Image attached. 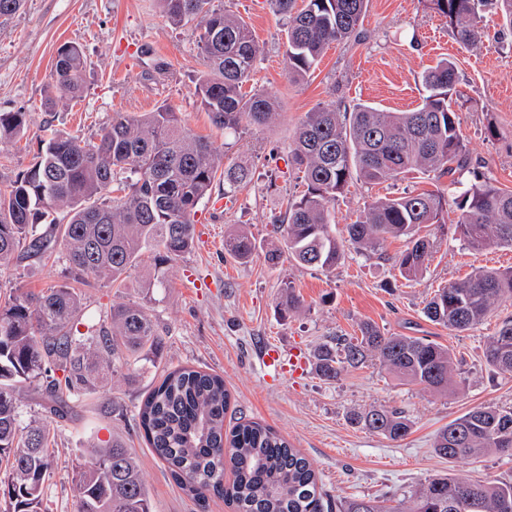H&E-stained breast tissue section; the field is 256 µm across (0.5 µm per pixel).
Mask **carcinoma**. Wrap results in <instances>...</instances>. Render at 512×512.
Listing matches in <instances>:
<instances>
[{"label": "carcinoma", "mask_w": 512, "mask_h": 512, "mask_svg": "<svg viewBox=\"0 0 512 512\" xmlns=\"http://www.w3.org/2000/svg\"><path fill=\"white\" fill-rule=\"evenodd\" d=\"M367 0H270L286 20V68L303 78L333 44L361 37ZM449 20L456 41L470 47L479 37L482 12L495 7L512 29V0H431ZM168 21L200 30L204 65L195 93L211 124L238 128L247 118L272 123V96L242 92L260 57L249 24L213 6V0H160ZM87 57L76 44L58 48L49 105L82 98ZM458 82L454 62L441 60L422 75L426 95L409 112H386L358 104L339 112L317 106L305 114L291 153L307 191L274 219L282 237L265 259L331 270L345 250L376 251L389 238L403 237L396 261L401 278L423 273L433 242L426 224H442L444 196L436 191L405 193L364 206L357 219L336 234L330 203L353 177L371 183L397 181L417 172L439 180L468 168L463 138L452 109ZM26 113L0 112V145L21 136ZM249 171L224 166L210 141L193 135L180 115L161 106L141 116L119 114L96 140L56 134L24 173L0 187V267L41 263L63 247L65 280L33 293L16 290L0 301V480L7 512H47L44 500L54 475L49 424L24 421L20 384L38 381L49 413L65 418L91 393L109 386L121 371L134 375L154 364L162 349L149 304L167 285L169 265L194 247L193 215L217 178L224 193L234 191ZM458 229L474 250L512 247V191L490 180L472 183L455 199ZM256 250L245 231L224 238V251L241 263ZM151 260L150 271L132 284L138 300L112 302L109 318L82 333L83 288L104 281L125 285L127 272ZM512 298V270L477 269L438 292L424 317L462 332L484 320L492 307ZM400 380L441 392L452 383L454 356L424 336H386L363 324L360 335H336L317 353L327 379L368 358ZM486 362L512 374V318L488 341ZM231 395L216 373L180 367L164 372L147 392L137 427L176 484L200 501L224 499L234 512H512V482L432 478L415 492L407 508L371 498L339 504L319 484L311 463L279 433L255 421L224 431ZM352 423L392 441L404 439L411 423L397 409L372 407L351 415ZM434 452L448 461L489 453L512 456V409L480 406L443 427ZM233 480L224 484V463ZM76 512H153L150 491L131 449L118 438L92 436L76 458Z\"/></svg>", "instance_id": "obj_1"}]
</instances>
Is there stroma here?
<instances>
[{
    "label": "stroma",
    "instance_id": "obj_1",
    "mask_svg": "<svg viewBox=\"0 0 512 512\" xmlns=\"http://www.w3.org/2000/svg\"><path fill=\"white\" fill-rule=\"evenodd\" d=\"M214 5L251 25L262 54L243 89L276 97L281 117L275 124L245 121L226 132L211 125L195 94L203 68L199 31L192 24L169 23L157 0H24L16 14L0 19V112L27 115L24 135L0 146V183L26 171L50 134L92 140L116 114L170 105L192 133L213 143L225 164L246 165L251 179L229 195L223 182H216L199 204L196 244L171 264L167 286L150 307L164 342L158 365L223 375L238 416L280 432L339 500L390 493L406 501L425 480L445 474L512 481V459L490 454L451 462L433 450L438 430L472 408H512V374L493 370L484 357L499 324L512 317V299L498 302L484 321L460 333L422 315L438 289L473 269L512 267L510 248L467 246L450 203L459 184H471L479 175L512 190V30L504 28L500 14L485 12L478 43L466 48L428 0H368L361 38L331 45L311 75L294 83L285 67L284 18L271 7L257 9L256 0H214ZM66 42L81 46L90 63L85 90L77 104L50 108L56 50ZM442 58L452 60L458 72L452 106L470 158L458 185L446 176L434 181L419 173L380 184L357 180L331 203L341 227L374 199L442 188L447 213L444 223L430 228L437 247L422 276L411 282L398 278L394 262L405 248L401 239L388 240L378 252H347L329 271L288 260L270 267L264 253L275 239L274 218L307 190L289 154L305 113L319 105L342 111L359 103L388 112L414 109L423 94L422 72ZM234 228L245 229L257 245L248 263L224 251V235ZM63 276L64 265L56 258L13 266L0 270V295L17 288L37 293ZM288 284L302 307L285 314L280 302ZM364 322L388 336H426L447 346L456 358L449 392L401 383L375 361L345 368L335 379L320 376L314 358L319 344L336 334L358 335ZM270 347L282 354L280 372L263 362ZM152 381L149 370L131 380L117 375L110 392L97 393L65 420L48 419L36 390L25 389V418L50 420L55 430L49 512H75L73 461L94 428L101 439L118 437L135 453L154 512H230L220 499L202 504L180 490L137 434L131 415ZM373 406L404 410L410 434L395 442L350 423L352 412Z\"/></svg>",
    "mask_w": 512,
    "mask_h": 512
}]
</instances>
